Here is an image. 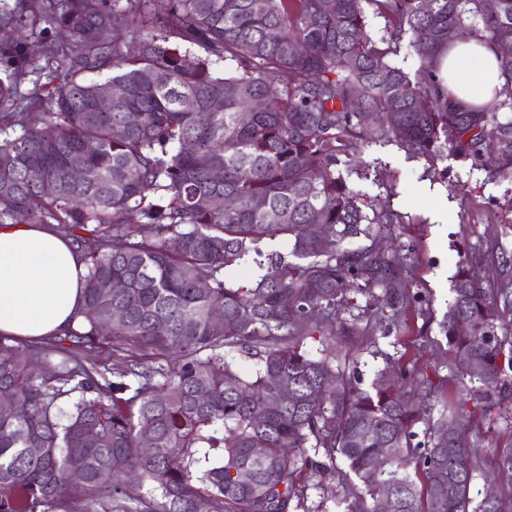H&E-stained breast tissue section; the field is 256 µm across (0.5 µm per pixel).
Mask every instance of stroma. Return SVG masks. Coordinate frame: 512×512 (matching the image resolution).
<instances>
[{"label": "stroma", "instance_id": "stroma-1", "mask_svg": "<svg viewBox=\"0 0 512 512\" xmlns=\"http://www.w3.org/2000/svg\"><path fill=\"white\" fill-rule=\"evenodd\" d=\"M362 156L381 163L377 182H364L362 189L378 206L400 217L392 243L406 256L402 275L410 288L400 329L385 335L370 328L357 337L354 349L362 383L370 385L386 361L399 360L450 394L456 366L441 329L450 278L461 260L470 262L473 273L485 275L481 259L491 247L512 254V211L507 208L512 182H489L470 162L452 158L443 179L393 145H371ZM456 178L467 184L465 200L449 195V182ZM474 423L477 441L472 453L479 464L475 488L491 478L503 494L511 495L512 471H501L498 463L502 455L512 454V397L490 412L476 411ZM303 477L310 487L311 512H341L337 503L344 490L335 480L310 469Z\"/></svg>", "mask_w": 512, "mask_h": 512}]
</instances>
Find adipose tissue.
<instances>
[{
  "label": "adipose tissue",
  "instance_id": "obj_1",
  "mask_svg": "<svg viewBox=\"0 0 512 512\" xmlns=\"http://www.w3.org/2000/svg\"><path fill=\"white\" fill-rule=\"evenodd\" d=\"M442 85L458 101H488L498 87L492 51L459 43L437 61ZM85 263L70 240L44 224L0 225V335L36 341L77 327Z\"/></svg>",
  "mask_w": 512,
  "mask_h": 512
}]
</instances>
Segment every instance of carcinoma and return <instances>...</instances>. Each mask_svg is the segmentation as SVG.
<instances>
[{"instance_id": "1", "label": "carcinoma", "mask_w": 512, "mask_h": 512, "mask_svg": "<svg viewBox=\"0 0 512 512\" xmlns=\"http://www.w3.org/2000/svg\"><path fill=\"white\" fill-rule=\"evenodd\" d=\"M40 24L57 44L39 67L53 89L0 113V224H53L71 239L86 263V324L35 345L0 336V406L14 408L0 419V512H303L308 466L345 488L343 512H375L388 491L395 512H512L498 492L471 496L469 453L470 406L496 402L512 371L511 290L457 267L441 328L470 368L421 432L415 395L390 370L364 389L336 365L338 345L365 332L342 312L363 298L367 323L389 332L409 298L404 257L382 244L397 215L365 203L360 147L394 144L431 170L469 159L512 182V54L501 52L512 0L0 6V28ZM469 39L497 58L501 85L484 104L434 80L440 53ZM403 48L413 74L394 61ZM0 59L6 108L33 60L21 39L1 43ZM110 85L125 94L99 112ZM312 224L328 228L329 247ZM361 236L369 243L353 246ZM275 238L290 259L261 252ZM252 254L275 274L228 280ZM105 345L110 364L96 355Z\"/></svg>"}]
</instances>
